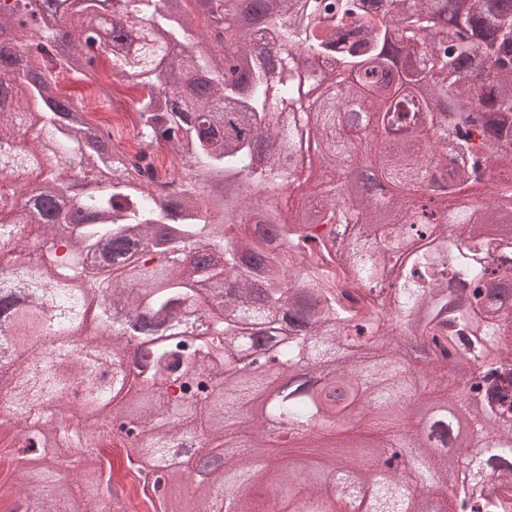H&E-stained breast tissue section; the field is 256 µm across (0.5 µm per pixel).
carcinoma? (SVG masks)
<instances>
[{
	"mask_svg": "<svg viewBox=\"0 0 512 512\" xmlns=\"http://www.w3.org/2000/svg\"><path fill=\"white\" fill-rule=\"evenodd\" d=\"M36 2L0 7V174L28 187L22 197L12 181L0 194V376L36 407L22 424L0 419V430L41 443L11 453L21 478L46 477L79 454L82 472L8 512H106L105 498L118 495L97 452L106 422L112 441L158 473L160 512H216L226 485L238 512H302L288 493L271 505L270 492L294 482L322 497V512H337L340 468L346 496L364 512H428L425 498L404 495L400 476L370 480L358 469V454L400 436L262 464L253 402L265 387L258 372L274 367L325 375L269 405L287 420L331 423L365 400L371 417L396 421L405 399L427 387L392 343L346 360L350 329L382 333L315 283L302 253L345 262L381 293L391 277L384 328L420 337L424 350L482 370L512 359V287L503 286L512 267L492 261L512 256L497 244L512 225V183L489 205L466 199L490 164L512 167V36L501 33L512 0H199L208 55L195 51L188 0H84L81 13L61 11L54 31L36 26ZM104 55L138 91L128 103L142 144L134 155L53 80L66 69L110 98L98 80ZM338 62L362 78L343 82ZM400 62L405 76L393 84ZM430 134L451 138L472 163L457 164ZM162 146L174 153L163 176L152 161ZM357 160L385 178L382 199L354 194ZM81 179L80 197L63 203L64 186ZM161 179L180 185L179 196L153 193ZM26 224L42 238L24 237ZM105 257L118 277L88 282V264ZM200 311L202 323L186 330ZM140 317L167 340L133 354L148 369L133 383L120 370L105 385L81 362L42 356L43 337L67 348L89 334L122 352ZM336 382L350 390L343 406L325 393ZM457 413L486 474L460 477L456 512L473 496L478 512H512V414L493 422L462 396ZM437 424L443 446L414 443L422 475L451 467V419ZM201 433L231 452L184 506L175 489L187 469L167 462Z\"/></svg>",
	"mask_w": 512,
	"mask_h": 512,
	"instance_id": "1",
	"label": "carcinoma"
}]
</instances>
